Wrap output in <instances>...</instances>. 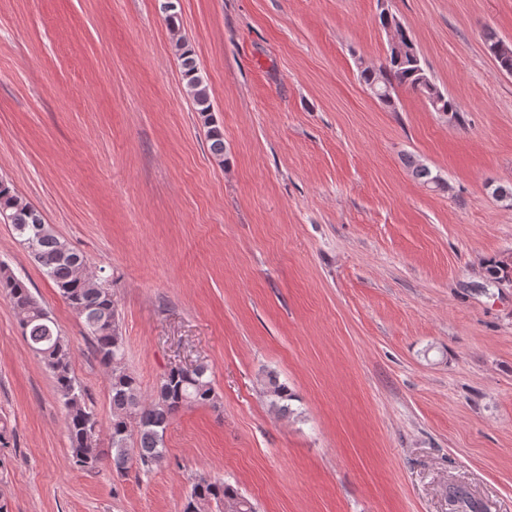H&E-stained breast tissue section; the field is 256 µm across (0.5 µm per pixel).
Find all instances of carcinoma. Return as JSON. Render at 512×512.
Listing matches in <instances>:
<instances>
[{
	"label": "carcinoma",
	"mask_w": 512,
	"mask_h": 512,
	"mask_svg": "<svg viewBox=\"0 0 512 512\" xmlns=\"http://www.w3.org/2000/svg\"><path fill=\"white\" fill-rule=\"evenodd\" d=\"M380 23L389 34L387 55L378 66L359 68V78L366 89L376 87L380 91L376 99L389 108L395 107L398 90H411L423 96L433 111L457 117L456 101L428 76L410 32L386 11L381 12ZM484 42L499 69L512 74V47L492 30L485 33ZM177 58L186 81V92L208 127L211 151L222 162L224 135L212 115L208 83L186 43L177 45ZM407 166L420 182L440 184V177L428 166L412 158L407 160ZM0 221L13 226L61 297L78 312L91 339L94 355L110 369L112 470L124 477L133 460L147 469L159 463L164 458V434L172 418L185 406L213 401L208 368L202 364L173 367L161 378L154 394L144 397L139 379L121 367L125 339L119 331V312L110 285L86 273L83 254L45 223L40 212L22 201L13 185L3 179L0 180ZM489 272L498 284L512 285L511 264L496 263ZM0 293L21 316L22 335L30 349L40 356L65 399L72 463L81 470L97 469L104 461V453L97 448L99 421L87 406L85 389L72 375L68 340L26 283L2 263ZM265 395L272 405L288 410L285 404L289 398L288 387L272 374L265 384ZM448 499L453 504V512H481L479 502L461 488H450ZM212 503L221 512H255L251 502L233 486L204 475L195 477L184 512H200L203 505Z\"/></svg>",
	"instance_id": "carcinoma-1"
}]
</instances>
